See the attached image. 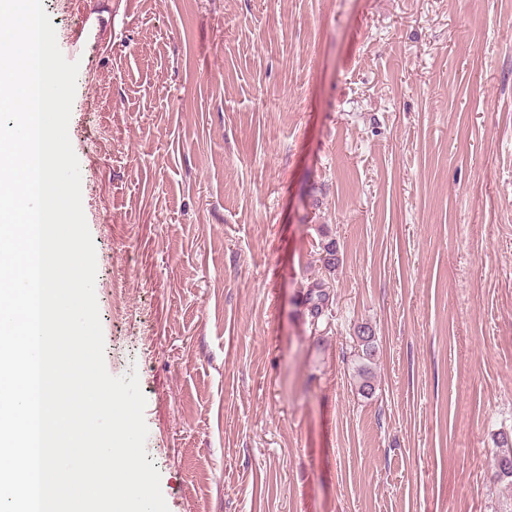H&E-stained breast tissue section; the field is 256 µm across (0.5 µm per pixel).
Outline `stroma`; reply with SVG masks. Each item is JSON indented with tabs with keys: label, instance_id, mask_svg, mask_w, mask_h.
I'll list each match as a JSON object with an SVG mask.
<instances>
[{
	"label": "stroma",
	"instance_id": "stroma-1",
	"mask_svg": "<svg viewBox=\"0 0 512 512\" xmlns=\"http://www.w3.org/2000/svg\"><path fill=\"white\" fill-rule=\"evenodd\" d=\"M42 3L169 512H512V0ZM304 305L310 319V324L315 331L319 324L330 323L333 319V295L330 287L323 281L309 283L304 292Z\"/></svg>",
	"mask_w": 512,
	"mask_h": 512
}]
</instances>
